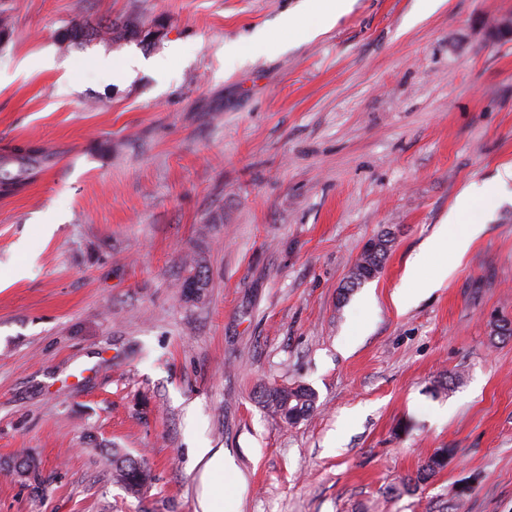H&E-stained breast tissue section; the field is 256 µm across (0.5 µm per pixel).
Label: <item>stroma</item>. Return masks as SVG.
<instances>
[{
	"mask_svg": "<svg viewBox=\"0 0 512 512\" xmlns=\"http://www.w3.org/2000/svg\"><path fill=\"white\" fill-rule=\"evenodd\" d=\"M302 3L0 0V160L44 151L0 191V512H195L198 439L234 462L224 512H512V338L492 333L512 319V182L448 279L392 302L461 192L512 164V38L490 35L512 0L423 20L421 0H354L314 38L256 43ZM97 18L167 34L61 42ZM130 53L165 63L98 65ZM383 231L380 272L345 290ZM274 380L313 388L314 413L268 415ZM115 447L150 467L139 495ZM438 448L447 466L403 492Z\"/></svg>",
	"mask_w": 512,
	"mask_h": 512,
	"instance_id": "1",
	"label": "stroma"
}]
</instances>
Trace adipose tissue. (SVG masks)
<instances>
[{"label":"adipose tissue","mask_w":512,"mask_h":512,"mask_svg":"<svg viewBox=\"0 0 512 512\" xmlns=\"http://www.w3.org/2000/svg\"><path fill=\"white\" fill-rule=\"evenodd\" d=\"M512 181V164L504 167L495 180L467 187L458 197L448 216L440 224L433 239L432 248L450 245L454 261H461L473 242L482 235L485 225L472 211L477 202L497 203L508 182ZM421 257H414L409 263L405 286L399 287L393 294L394 303L401 308L413 305L420 297L438 288L447 278L449 265H442L437 273L428 280L417 281ZM193 464L200 471L205 491L198 501L196 512H222L223 504L212 488L223 483L226 474L231 473L233 465L226 460L223 449L198 446L192 451Z\"/></svg>","instance_id":"adipose-tissue-1"}]
</instances>
